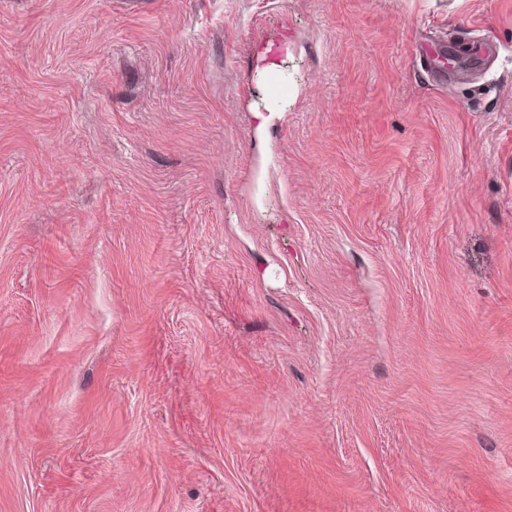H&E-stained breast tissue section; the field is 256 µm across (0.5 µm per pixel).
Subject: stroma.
I'll use <instances>...</instances> for the list:
<instances>
[{
    "label": "stroma",
    "instance_id": "stroma-1",
    "mask_svg": "<svg viewBox=\"0 0 512 512\" xmlns=\"http://www.w3.org/2000/svg\"><path fill=\"white\" fill-rule=\"evenodd\" d=\"M0 512H512V0H0ZM291 41L287 33H282L276 42H268L261 44L256 48V58L259 63H262V69L268 72L275 71L278 67L277 57L285 51L288 53V48Z\"/></svg>",
    "mask_w": 512,
    "mask_h": 512
}]
</instances>
